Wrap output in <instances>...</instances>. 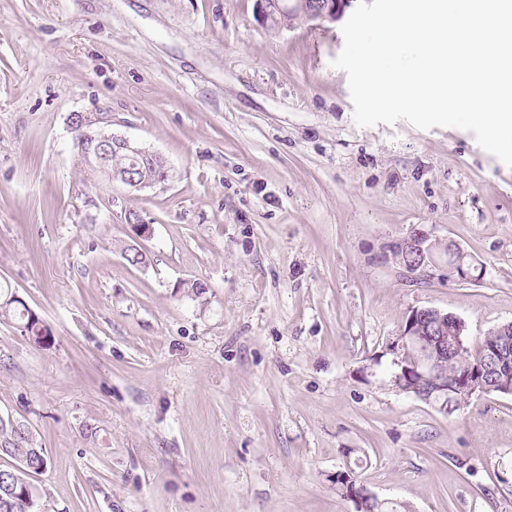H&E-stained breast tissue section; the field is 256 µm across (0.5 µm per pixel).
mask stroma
I'll return each mask as SVG.
<instances>
[{
	"label": "stroma",
	"mask_w": 512,
	"mask_h": 512,
	"mask_svg": "<svg viewBox=\"0 0 512 512\" xmlns=\"http://www.w3.org/2000/svg\"><path fill=\"white\" fill-rule=\"evenodd\" d=\"M256 10L0 0V286L52 338L0 321V416L44 451L40 512H355L347 466L409 512H512V396L442 414L384 352L414 308L473 344L512 322V168L462 129L358 127L340 24ZM79 115L172 180L92 171ZM416 228L426 281L388 251ZM450 240L480 282L449 277ZM395 245H400L403 250L409 251L414 256V261L405 270L416 280H429L433 278L434 246L436 240L423 229L412 230L403 240Z\"/></svg>",
	"instance_id": "obj_1"
}]
</instances>
